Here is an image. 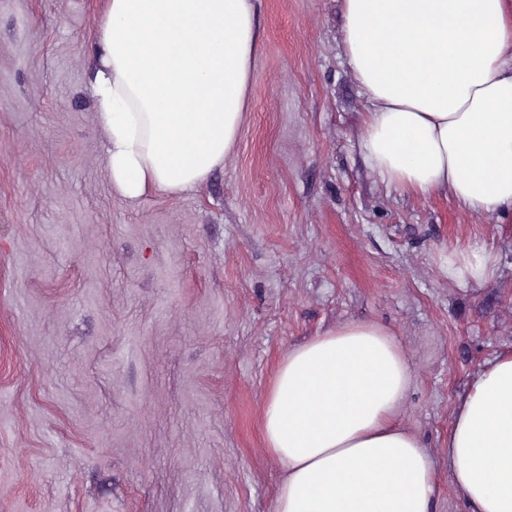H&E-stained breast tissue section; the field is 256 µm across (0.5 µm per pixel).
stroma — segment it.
Instances as JSON below:
<instances>
[{
	"instance_id": "stroma-1",
	"label": "stroma",
	"mask_w": 512,
	"mask_h": 512,
	"mask_svg": "<svg viewBox=\"0 0 512 512\" xmlns=\"http://www.w3.org/2000/svg\"><path fill=\"white\" fill-rule=\"evenodd\" d=\"M108 0H0V512H274L264 408L292 347L351 322L411 365L398 418L468 512L448 429L512 345V217L365 162L339 0H255L239 138L199 188L112 190L90 95ZM482 247L491 281H449ZM496 273V259L484 249L473 247L448 253V279L458 285L488 281Z\"/></svg>"
}]
</instances>
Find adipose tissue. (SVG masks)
Listing matches in <instances>:
<instances>
[{
    "label": "adipose tissue",
    "mask_w": 512,
    "mask_h": 512,
    "mask_svg": "<svg viewBox=\"0 0 512 512\" xmlns=\"http://www.w3.org/2000/svg\"><path fill=\"white\" fill-rule=\"evenodd\" d=\"M342 47L369 110L361 149L381 179L512 211V0H341ZM258 28L252 0H109L92 84L116 194L201 186L237 140ZM497 273L480 248L448 278ZM411 367L393 333L345 325L291 349L266 400L284 460L275 512H432L433 468L395 420ZM448 470L470 512H512V347L454 404Z\"/></svg>",
    "instance_id": "ef3b65f1"
}]
</instances>
